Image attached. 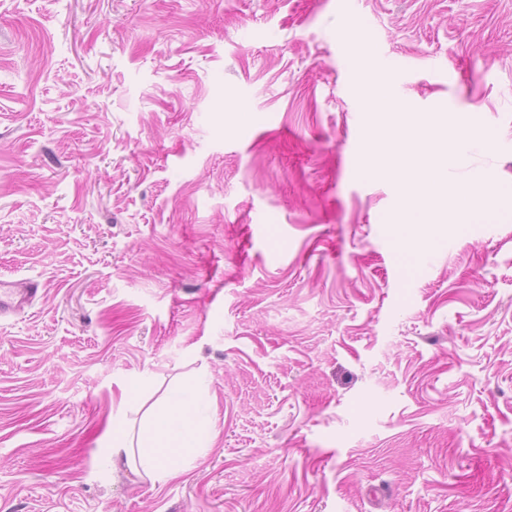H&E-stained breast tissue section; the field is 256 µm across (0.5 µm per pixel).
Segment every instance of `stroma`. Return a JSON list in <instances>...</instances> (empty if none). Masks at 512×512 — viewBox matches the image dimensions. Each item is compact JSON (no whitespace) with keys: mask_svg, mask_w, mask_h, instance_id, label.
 I'll return each instance as SVG.
<instances>
[{"mask_svg":"<svg viewBox=\"0 0 512 512\" xmlns=\"http://www.w3.org/2000/svg\"><path fill=\"white\" fill-rule=\"evenodd\" d=\"M374 79L512 196V0H0V512H512V205L401 222ZM200 378L177 478L106 464ZM361 108L363 112H366L370 127L377 123L379 114L386 113L388 120H396L401 114L407 112V106L404 103L387 96L386 88L381 82H376L361 97ZM42 289L36 280L0 278V318L16 314L30 305Z\"/></svg>","mask_w":512,"mask_h":512,"instance_id":"obj_1","label":"stroma"}]
</instances>
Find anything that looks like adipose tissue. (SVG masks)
<instances>
[{
  "mask_svg": "<svg viewBox=\"0 0 512 512\" xmlns=\"http://www.w3.org/2000/svg\"><path fill=\"white\" fill-rule=\"evenodd\" d=\"M471 133V127L456 124L449 140L434 137L411 147L397 141L385 152L380 147L378 132L372 131L366 136L362 163L372 176L380 175L387 164L406 170L410 201L404 220L424 231L448 222L446 207L431 206L429 199L438 195L443 184L439 171L458 158L456 144ZM492 179V174H481L470 188L458 191L454 197L456 210L477 219L494 216L501 201L484 190ZM148 417L151 435L143 444L133 445L125 426L118 420L107 428L105 436L110 443L111 463L123 464L154 481L178 476L183 449L204 447L216 437L190 386L167 397L162 407L151 410Z\"/></svg>",
  "mask_w": 512,
  "mask_h": 512,
  "instance_id": "obj_1",
  "label": "adipose tissue"
}]
</instances>
